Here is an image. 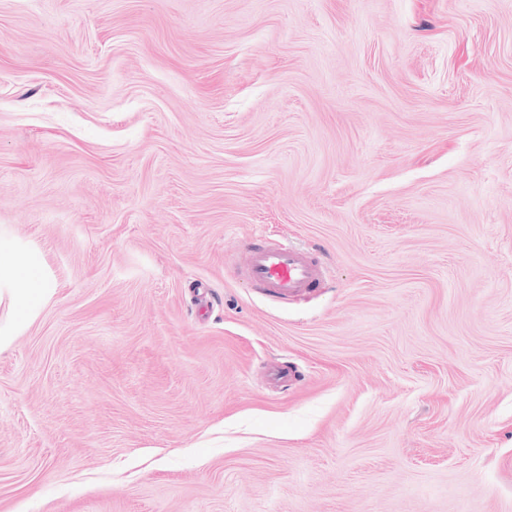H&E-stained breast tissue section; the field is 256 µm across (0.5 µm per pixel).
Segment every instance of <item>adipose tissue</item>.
Listing matches in <instances>:
<instances>
[{
  "instance_id": "obj_1",
  "label": "adipose tissue",
  "mask_w": 512,
  "mask_h": 512,
  "mask_svg": "<svg viewBox=\"0 0 512 512\" xmlns=\"http://www.w3.org/2000/svg\"><path fill=\"white\" fill-rule=\"evenodd\" d=\"M53 294L35 250L0 244V304L8 307L6 319H0V347L9 344L18 327L35 318Z\"/></svg>"
}]
</instances>
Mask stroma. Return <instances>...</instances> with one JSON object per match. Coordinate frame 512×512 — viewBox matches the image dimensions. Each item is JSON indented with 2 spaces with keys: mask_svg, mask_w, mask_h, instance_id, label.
<instances>
[{
  "mask_svg": "<svg viewBox=\"0 0 512 512\" xmlns=\"http://www.w3.org/2000/svg\"><path fill=\"white\" fill-rule=\"evenodd\" d=\"M0 242V512H512V0H0ZM244 273L267 295L280 300L297 298L319 288L324 274L308 251L282 241L251 247ZM54 289L35 250L0 242V304L8 307L6 320L0 319V348L9 344L22 323L36 317Z\"/></svg>",
  "mask_w": 512,
  "mask_h": 512,
  "instance_id": "obj_1",
  "label": "stroma"
}]
</instances>
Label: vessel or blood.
Returning <instances> with one entry per match:
<instances>
[{"mask_svg":"<svg viewBox=\"0 0 512 512\" xmlns=\"http://www.w3.org/2000/svg\"><path fill=\"white\" fill-rule=\"evenodd\" d=\"M244 273L280 300L300 297L323 282V269L308 251L280 241L250 248Z\"/></svg>","mask_w":512,"mask_h":512,"instance_id":"vessel-or-blood-1","label":"vessel or blood"}]
</instances>
